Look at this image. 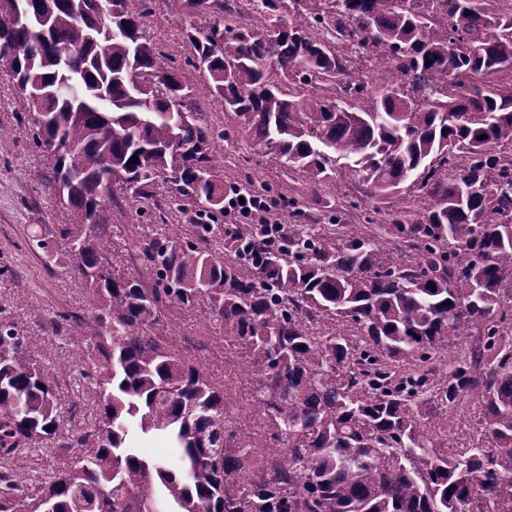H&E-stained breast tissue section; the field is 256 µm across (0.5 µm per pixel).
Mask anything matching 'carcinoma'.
<instances>
[{
    "label": "carcinoma",
    "mask_w": 512,
    "mask_h": 512,
    "mask_svg": "<svg viewBox=\"0 0 512 512\" xmlns=\"http://www.w3.org/2000/svg\"><path fill=\"white\" fill-rule=\"evenodd\" d=\"M71 76L56 40L75 0H28L52 38L36 43L0 9V63L48 97L34 144L51 162L70 223L49 253L89 290L74 337L91 419L72 426L35 359L41 338L0 321V455L65 436L64 469L38 484L0 471V512H512V7L507 0H251L256 25L226 0H172L214 18L184 31L205 92L280 167L366 198L407 186L393 239L343 224L224 223V131L199 122L192 91L143 30L132 0H112L100 38L92 0ZM75 96L55 95L64 79ZM485 139H479L481 135ZM138 156L133 160L132 156ZM193 208L194 241L131 225L132 276L103 262L113 188ZM198 312L223 335L197 361L159 335L164 311ZM221 369L260 397L265 429L233 437ZM471 414L472 424L461 418ZM169 439L180 466L146 459L131 431ZM276 450L279 461L262 459Z\"/></svg>",
    "instance_id": "obj_1"
}]
</instances>
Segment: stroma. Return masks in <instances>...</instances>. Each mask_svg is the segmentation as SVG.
<instances>
[{
    "instance_id": "stroma-1",
    "label": "stroma",
    "mask_w": 512,
    "mask_h": 512,
    "mask_svg": "<svg viewBox=\"0 0 512 512\" xmlns=\"http://www.w3.org/2000/svg\"><path fill=\"white\" fill-rule=\"evenodd\" d=\"M144 30L149 39L168 54L196 93L189 106L206 124L225 130L226 138L216 140L215 150L224 157V182H264L270 198L297 197L311 223L326 228L328 213L324 190H312L235 128L219 103L201 94L204 77L189 63L191 49L182 40L188 25L207 29L208 16H187L170 0H145ZM191 213L170 205L163 198L134 199L116 194L108 208V230L113 242V262L119 274L128 275L130 253L137 246L130 225L148 224L153 229L180 239L189 237ZM69 218L54 201L48 164L32 140L31 122L19 112L16 90L6 70L0 68V316L20 329L40 336L35 358L50 378L56 379L68 400L83 407L87 380L79 375V361L70 338L74 326L60 324L65 313L83 314L88 294L83 282L62 261L47 263V251L60 249L59 228ZM40 246H33V238ZM39 311L32 320L31 311Z\"/></svg>"
}]
</instances>
